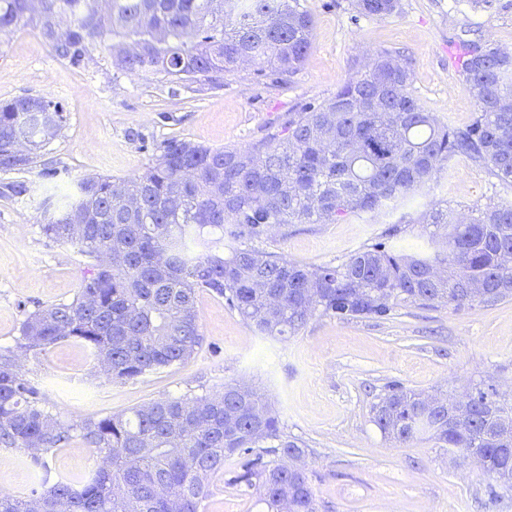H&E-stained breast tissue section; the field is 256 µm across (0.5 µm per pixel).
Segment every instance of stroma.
Masks as SVG:
<instances>
[{"instance_id": "stroma-1", "label": "stroma", "mask_w": 512, "mask_h": 512, "mask_svg": "<svg viewBox=\"0 0 512 512\" xmlns=\"http://www.w3.org/2000/svg\"><path fill=\"white\" fill-rule=\"evenodd\" d=\"M314 20L301 71L283 82L244 64L219 89L176 84L161 72H125L109 42L78 59L58 56L31 24L0 37V103L20 97L52 101L63 114L57 134L22 172L0 170V347L15 344L24 313L74 298L86 269L75 246L41 230L46 198L60 201L85 176L142 174L168 139L209 148H250L280 132L291 113L334 96L368 55L400 48L411 57V89L426 111L462 127L474 114L454 66L459 37H482L512 49V0H401V14L353 18L350 0H300ZM487 170L459 157L431 193L399 210L408 223L400 250H427V225L416 218L429 199L457 211L493 192ZM382 225L368 217L275 229L260 249L311 266L338 265L375 242ZM204 344L188 362L125 382L97 371L87 350L61 343L22 359L26 378L55 404L62 421L128 411L156 399L257 389L288 436L306 446L303 464L318 512H512V494L492 496L478 467L452 459L430 439L399 445L372 420L371 406L397 383L426 396L460 398L472 388L512 395V299L492 306H401L385 319L314 317L294 336L259 334L206 291L196 295ZM227 462L201 512H262L254 490L234 485Z\"/></svg>"}]
</instances>
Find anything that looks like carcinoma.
I'll use <instances>...</instances> for the list:
<instances>
[{"label":"carcinoma","instance_id":"obj_1","mask_svg":"<svg viewBox=\"0 0 512 512\" xmlns=\"http://www.w3.org/2000/svg\"><path fill=\"white\" fill-rule=\"evenodd\" d=\"M358 16L388 18L400 0H352ZM58 16L72 19L60 31ZM39 28L63 57L112 41L113 63L163 72L175 83L223 86L247 61L282 80L302 67L314 23L300 0H0V33ZM476 112L463 128L444 124L410 90L409 59L382 50L336 94L293 113L286 136L248 150L172 139L142 174L84 177L76 193L43 203V233L76 246L87 275L76 296L24 313L15 347L0 348V447L23 452L34 475L28 494L0 492V512H200L211 480L236 460L235 483L256 489L264 512H317L309 476L293 467L304 444L288 437L252 388L165 397L128 412L65 422L28 380L15 350L37 358L72 341L111 381L190 360L201 345L195 298L208 291L265 336H293L315 315L388 317L398 306H493L512 298V200L489 197L464 219L430 201L429 251L402 253L392 223L380 240L337 266H308L254 243L273 227L334 224L388 215L430 191L463 156L512 188V52L461 39L454 57ZM43 98L0 104V169L22 170L23 135L39 148L61 127ZM84 223L74 224L72 216ZM201 247L195 254L191 246ZM483 288L480 297L469 286ZM468 418L392 384L373 421L400 445L423 435L492 478L490 494L512 491V398L481 388ZM92 449L87 476L51 473L47 458L73 442Z\"/></svg>","mask_w":512,"mask_h":512}]
</instances>
